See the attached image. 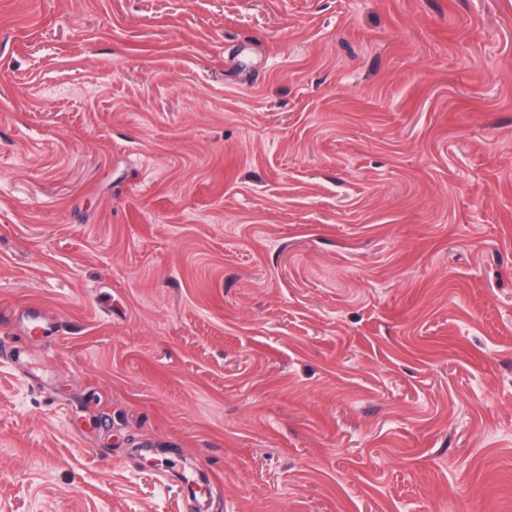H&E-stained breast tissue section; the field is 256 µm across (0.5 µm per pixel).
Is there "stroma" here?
Here are the masks:
<instances>
[{"mask_svg":"<svg viewBox=\"0 0 512 512\" xmlns=\"http://www.w3.org/2000/svg\"><path fill=\"white\" fill-rule=\"evenodd\" d=\"M182 472L512 512V0H0V512ZM17 322L25 336L50 337L56 333L55 316L45 307L27 303L18 310Z\"/></svg>","mask_w":512,"mask_h":512,"instance_id":"stroma-1","label":"stroma"}]
</instances>
